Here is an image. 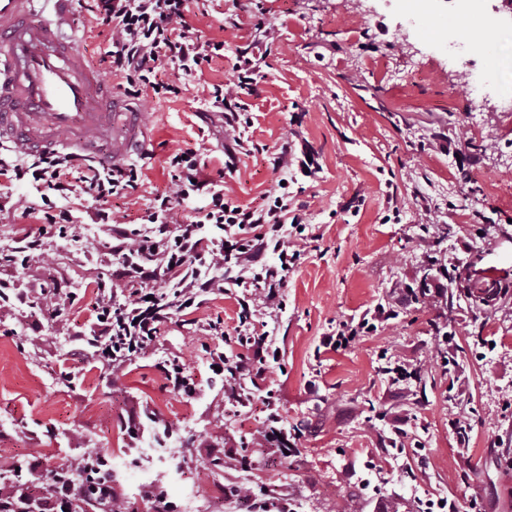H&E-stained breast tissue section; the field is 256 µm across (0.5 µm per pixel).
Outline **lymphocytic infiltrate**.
Instances as JSON below:
<instances>
[{
    "label": "lymphocytic infiltrate",
    "instance_id": "lymphocytic-infiltrate-1",
    "mask_svg": "<svg viewBox=\"0 0 512 512\" xmlns=\"http://www.w3.org/2000/svg\"><path fill=\"white\" fill-rule=\"evenodd\" d=\"M93 2L99 20L112 31L108 52L112 73L133 96L179 95L180 86L165 82L167 72L193 74L224 49L220 41L194 40L183 26L190 0ZM255 30L258 39L234 52L235 87L215 90L207 102L208 108L224 116V136L228 140L224 166L228 169L235 168L239 156L250 152L253 117L242 103L240 92L264 80L261 61L277 39L274 24L261 20ZM200 155V149L181 148L171 156L174 188L155 196L146 208L142 217L146 230L130 231L114 225L109 212L99 211V220L112 227V253L120 261L118 277L123 286L118 291L106 282L99 286L93 305L98 332L90 343L109 367H124L156 343L171 311L199 308L206 296L223 292L227 282L214 277V270L232 272L230 283L240 287L242 293L236 298L233 332L224 338L233 353L219 358L224 396L244 407L248 404L245 387L264 393L269 415L263 438L284 451L288 438L280 426L282 417L273 394L266 391L268 364L279 354L268 325L278 322L287 309L288 275L301 258L298 239L306 225L294 205L290 186H278L260 205L236 204L226 194L223 182L201 178ZM0 176H29L48 184L57 198L46 203V223L69 224L73 216L58 206V199L67 198L77 186L103 202L126 194L137 186L138 167L131 163L112 168L73 152H41L29 164L0 159ZM200 192L210 198L207 210L179 229H171L176 203ZM207 224L223 227L224 240L205 237L202 228ZM270 251L277 255L272 264L265 261ZM160 277L172 285V293H149V283Z\"/></svg>",
    "mask_w": 512,
    "mask_h": 512
}]
</instances>
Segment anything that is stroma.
I'll use <instances>...</instances> for the list:
<instances>
[{"instance_id": "obj_1", "label": "stroma", "mask_w": 512, "mask_h": 512, "mask_svg": "<svg viewBox=\"0 0 512 512\" xmlns=\"http://www.w3.org/2000/svg\"><path fill=\"white\" fill-rule=\"evenodd\" d=\"M260 7L280 38L266 80L241 95L254 118L253 148L228 170L224 119L204 102L231 80L233 52ZM184 21L200 41H223L224 55L190 77L168 72L178 97L127 96L147 131L132 194L101 202L75 191L66 202L81 227L74 237L34 213L46 184L0 178V193L20 204L0 211V279L18 295L0 310V474L17 476L37 499L58 464L96 451L108 456L114 492L130 512H153L143 494L152 482L173 512H253L252 499L231 495L235 486L255 497L274 490L288 512H423L424 502L446 497L468 512L476 496L485 512H512V116L498 111L492 83L449 55L445 0H421L416 10L407 0H239L234 8L192 0ZM510 28L512 8L487 0L458 36L482 65L481 41ZM66 32L126 96L106 60L110 31L86 0H76ZM477 95L483 109L473 112ZM292 136L322 170L299 180L308 239L274 331L271 388L284 425L300 435L286 458L262 443V399L235 409L223 372L211 368L236 324L234 294L173 312L156 344L117 371L87 339L97 332L96 283L119 268L99 210L139 228L149 201L172 185L169 156L186 146L203 148L204 178L224 181L237 203L258 205L278 178L274 148ZM25 227L39 236L47 266L6 261ZM433 257L455 271L454 308L397 306L400 288L430 281ZM470 264L508 272V293L476 302L463 280ZM53 280L71 289V302L44 293ZM379 304L396 306V318L348 349L323 347L340 321ZM444 325L458 362L451 375L431 358ZM392 360L418 377L394 381L383 372ZM168 361L186 363L194 397L165 390L159 366ZM455 421L467 424L468 445ZM162 433L171 445L160 458L152 440ZM223 455L228 463L214 467Z\"/></svg>"}]
</instances>
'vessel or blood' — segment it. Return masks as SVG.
Masks as SVG:
<instances>
[{"instance_id": "1", "label": "vessel or blood", "mask_w": 512, "mask_h": 512, "mask_svg": "<svg viewBox=\"0 0 512 512\" xmlns=\"http://www.w3.org/2000/svg\"><path fill=\"white\" fill-rule=\"evenodd\" d=\"M33 0H0V141L20 152L77 148L120 165L146 145L141 115L101 84L63 26L74 0H54L55 17L32 22Z\"/></svg>"}]
</instances>
